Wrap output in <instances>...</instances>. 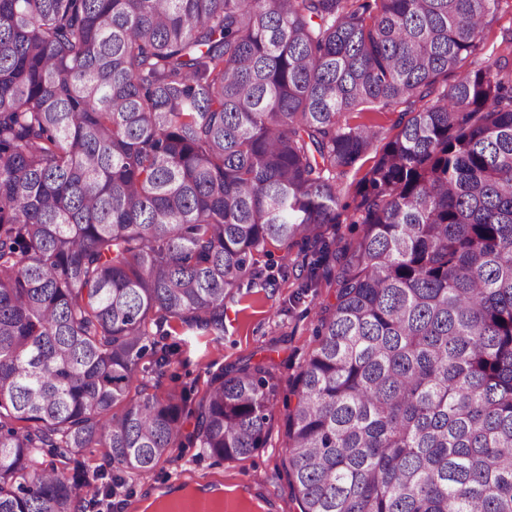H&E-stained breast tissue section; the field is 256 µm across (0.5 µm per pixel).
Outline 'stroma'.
<instances>
[{
  "label": "stroma",
  "instance_id": "obj_1",
  "mask_svg": "<svg viewBox=\"0 0 512 512\" xmlns=\"http://www.w3.org/2000/svg\"><path fill=\"white\" fill-rule=\"evenodd\" d=\"M300 265L297 250L270 247L255 257L252 284L225 299L223 329L193 332L172 324L170 331L181 346L159 382L161 392L184 391L197 399L206 391L211 373L245 361H273L280 391L266 447L235 462L216 460L197 448L174 449L170 461L135 485L133 495L141 497L181 481L229 479L242 484L259 478L264 493L275 501L276 512H299L288 482L285 403L301 366L318 344L321 307L335 300L326 282L305 289L295 276L278 273L281 267Z\"/></svg>",
  "mask_w": 512,
  "mask_h": 512
}]
</instances>
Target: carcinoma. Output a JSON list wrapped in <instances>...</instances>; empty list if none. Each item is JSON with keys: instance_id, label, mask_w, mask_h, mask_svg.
<instances>
[{"instance_id": "obj_1", "label": "carcinoma", "mask_w": 512, "mask_h": 512, "mask_svg": "<svg viewBox=\"0 0 512 512\" xmlns=\"http://www.w3.org/2000/svg\"><path fill=\"white\" fill-rule=\"evenodd\" d=\"M512 0H0V512L266 446L272 362L162 394L175 321L276 243L335 288L292 384L299 512H512ZM401 113L373 150L354 112ZM512 27V14L510 11H501L498 20L492 29L486 34L483 51L476 57H470L466 64V68L475 66H486L491 64L498 52V46L501 41L502 30ZM399 115V112H363L347 116V121L353 126L358 124L373 126V129L377 132V139L373 150L361 159L355 168L337 176L336 184L341 190L343 204L351 203L357 182L373 164L375 155L381 151L388 138L397 131L395 125Z\"/></svg>"}]
</instances>
